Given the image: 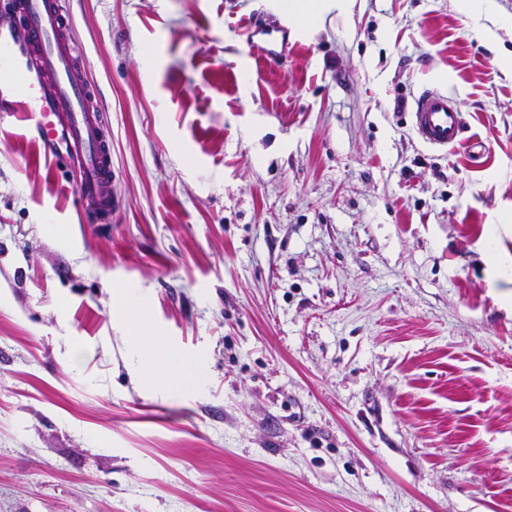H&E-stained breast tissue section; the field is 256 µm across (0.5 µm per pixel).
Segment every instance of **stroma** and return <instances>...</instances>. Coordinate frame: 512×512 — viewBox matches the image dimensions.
I'll return each mask as SVG.
<instances>
[{
	"instance_id": "obj_1",
	"label": "stroma",
	"mask_w": 512,
	"mask_h": 512,
	"mask_svg": "<svg viewBox=\"0 0 512 512\" xmlns=\"http://www.w3.org/2000/svg\"><path fill=\"white\" fill-rule=\"evenodd\" d=\"M63 6L112 221L0 117V512H512V0ZM410 113L416 135L427 146L447 149L460 143L463 118L447 94L436 90L421 93ZM115 313L126 319L130 329L129 340L140 350L139 372L141 383L153 391L187 388L195 379L191 370L173 375V351L159 336H146L147 319L143 312H134L124 295L116 291Z\"/></svg>"
}]
</instances>
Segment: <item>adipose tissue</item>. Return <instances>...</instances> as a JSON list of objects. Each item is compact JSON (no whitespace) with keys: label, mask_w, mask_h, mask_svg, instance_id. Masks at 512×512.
<instances>
[{"label":"adipose tissue","mask_w":512,"mask_h":512,"mask_svg":"<svg viewBox=\"0 0 512 512\" xmlns=\"http://www.w3.org/2000/svg\"><path fill=\"white\" fill-rule=\"evenodd\" d=\"M115 312L126 319L129 340L140 351L139 372L144 386L153 391H169L189 387L193 381L189 372L173 373V351L157 336L146 335L144 313L134 311L124 295H117Z\"/></svg>","instance_id":"1"}]
</instances>
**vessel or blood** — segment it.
Masks as SVG:
<instances>
[{"label":"vessel or blood","mask_w":512,"mask_h":512,"mask_svg":"<svg viewBox=\"0 0 512 512\" xmlns=\"http://www.w3.org/2000/svg\"><path fill=\"white\" fill-rule=\"evenodd\" d=\"M0 11L16 17L0 27V109L16 106L33 122L42 143L55 147V161L77 170V191L94 221H110L112 199L103 188L112 177V147L98 115L88 110L95 91L80 74L61 0H0ZM411 117L427 146L460 143L463 118L447 94L421 93Z\"/></svg>","instance_id":"b4317fda"}]
</instances>
